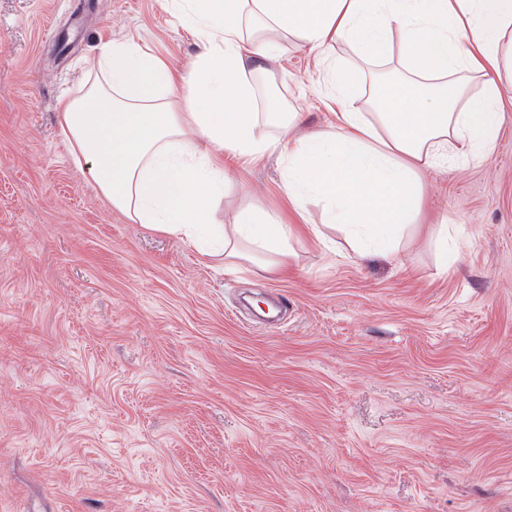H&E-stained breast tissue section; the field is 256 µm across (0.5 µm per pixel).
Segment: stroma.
I'll return each mask as SVG.
<instances>
[{"instance_id": "1", "label": "stroma", "mask_w": 512, "mask_h": 512, "mask_svg": "<svg viewBox=\"0 0 512 512\" xmlns=\"http://www.w3.org/2000/svg\"><path fill=\"white\" fill-rule=\"evenodd\" d=\"M127 37L199 52L165 0H0V512H512V106L486 160L423 173L398 254L333 230L231 273L67 151L58 96ZM318 70L287 38L255 80L326 130ZM285 175L236 168L222 212L287 210Z\"/></svg>"}]
</instances>
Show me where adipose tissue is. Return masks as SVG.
Returning a JSON list of instances; mask_svg holds the SVG:
<instances>
[{
	"mask_svg": "<svg viewBox=\"0 0 512 512\" xmlns=\"http://www.w3.org/2000/svg\"><path fill=\"white\" fill-rule=\"evenodd\" d=\"M200 45L192 71L170 67L134 39L103 43L59 124L94 190L136 224L189 244L221 243L224 266L267 273L286 264L292 224L240 208L217 219L235 161L275 153L289 206L323 204L306 230L341 227L355 252L397 251L423 196L422 171L490 156L512 98V0H174ZM290 36L317 49L341 107L333 129L299 137L298 112H258L253 63L276 60ZM406 73L373 113L352 107L359 87L341 51ZM283 133L262 137L259 121Z\"/></svg>",
	"mask_w": 512,
	"mask_h": 512,
	"instance_id": "ef3b65f1",
	"label": "adipose tissue"
}]
</instances>
